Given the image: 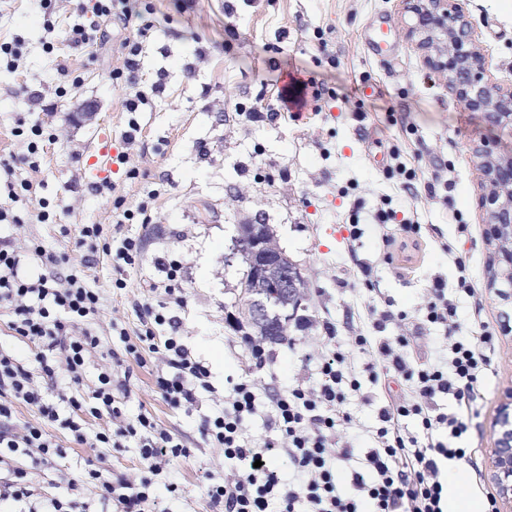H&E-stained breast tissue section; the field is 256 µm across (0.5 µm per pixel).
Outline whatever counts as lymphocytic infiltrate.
<instances>
[{
	"mask_svg": "<svg viewBox=\"0 0 512 512\" xmlns=\"http://www.w3.org/2000/svg\"><path fill=\"white\" fill-rule=\"evenodd\" d=\"M58 6L59 0H37L45 30L86 49L101 40L105 26L132 17L128 0H70L71 11H92L94 19L60 25ZM153 28L149 20L139 24L135 37L122 45L120 65L109 73L130 112L163 91L162 81L146 86L139 76L143 44ZM5 189L1 225L30 218L55 223L49 201L32 203L30 182L9 181ZM80 246L83 256L74 264L41 241L21 245L13 235L0 236V317L14 338L37 348L33 372L17 353L0 349V512H88L83 497L91 487L116 512H157L163 499L179 492L175 484H157V475L189 450L150 415L129 413L133 368L144 365L145 353L156 354L155 386L175 409L193 408L201 394L216 391L208 363L182 337L166 332L175 323L174 308L184 302L181 261L167 260L161 277L151 281L152 297L139 306L142 327L132 335L115 323L101 328V290L87 268L97 255L109 256L119 274L112 285L125 288L120 274L141 262L142 239L85 224ZM33 256L42 260L36 275L28 266ZM408 318L404 311L374 307L367 325L346 338L337 336L332 322L315 320L322 350L314 380L267 391L248 375L233 383L222 407L199 427L208 447L236 463L223 481L203 488L212 512H446L449 463L478 465L470 443L473 405L494 372L500 338L485 321L480 332L464 331L458 306L440 279L416 318L445 329L447 355H437L416 331L386 335L388 324ZM357 354L367 359L360 372L351 363ZM374 386L383 402L371 446L358 459L346 437L352 425L346 405L353 397L370 400ZM21 405L34 408L36 419L20 420ZM264 405L270 408L269 436L246 437L247 422ZM91 417L108 418V427L88 431ZM60 430L97 455L134 444L142 474L87 468L63 475L64 495L44 493L46 471L68 453L58 442ZM282 457L292 465V478L279 472Z\"/></svg>",
	"mask_w": 512,
	"mask_h": 512,
	"instance_id": "lymphocytic-infiltrate-1",
	"label": "lymphocytic infiltrate"
}]
</instances>
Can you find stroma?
<instances>
[{
  "label": "stroma",
  "instance_id": "stroma-1",
  "mask_svg": "<svg viewBox=\"0 0 512 512\" xmlns=\"http://www.w3.org/2000/svg\"><path fill=\"white\" fill-rule=\"evenodd\" d=\"M154 36L141 56L144 83L163 78L164 91L140 112L129 114L124 95L109 73L121 60V44L134 26L108 27L103 42L84 50L56 44L35 13L33 0H0V39H23L24 68L0 70V162L13 164L15 178L32 182L37 197L59 207L52 224L34 221L14 227L18 240L37 238L60 256L78 258L80 228L112 223V196L93 191L86 172L99 135L110 132L113 152L127 161L113 164L108 177L128 205L146 191L161 197L151 224H126L125 235L143 238L139 267L117 274L107 257L90 274L103 294V322L114 321L136 333L135 303L144 300L147 280L157 277L165 257L183 262L185 304L177 309L179 334L206 359L214 384L228 390L231 380L251 373L260 388L284 387L312 376L308 357L321 344L310 326H291L277 344L278 361L250 369L238 333L228 318L238 315L244 266L237 252V226L262 220L309 283L302 316L335 323L345 337L367 320L369 305L389 300L395 309L424 305L435 279L457 286L453 257L468 256L469 275L479 288L483 319L512 317L488 290V249L481 236L479 174L469 152L472 142L489 137L478 113L466 109L445 79L429 69L407 38L411 22L399 0H152ZM467 9L495 77L512 80V7L503 0H468ZM386 22L388 49L373 56L362 46L370 26ZM327 50H320V43ZM204 49L198 58L196 49ZM81 78L65 97L52 93L62 82L60 65ZM336 89L339 100L315 108L312 83ZM44 92L35 102L33 92ZM258 119H248L253 108ZM364 112L357 120L355 112ZM40 118L58 139L46 145L38 172L19 163L23 145L13 136L17 119ZM141 133L124 146L129 118ZM398 144L408 165L433 173L448 168V187L428 197L422 185L408 189L386 180L389 147ZM138 181L125 178L127 168ZM422 225L426 244L408 263L387 264L372 228L383 197ZM364 233L349 237V225ZM373 267V283L354 276L356 263ZM123 276L125 288L113 287ZM496 372L483 385L471 431L480 448V468L502 392L512 387V338L504 337ZM130 408L145 412L163 428L187 435L191 456L168 472L180 487L169 499L170 512H209L202 484L224 478L234 464L204 447L198 424L216 408L203 394L189 412L171 408L158 392L150 367L134 370Z\"/></svg>",
  "mask_w": 512,
  "mask_h": 512
}]
</instances>
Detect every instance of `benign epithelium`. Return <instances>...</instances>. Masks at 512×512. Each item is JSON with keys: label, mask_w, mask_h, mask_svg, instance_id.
Here are the masks:
<instances>
[{"label": "benign epithelium", "mask_w": 512, "mask_h": 512, "mask_svg": "<svg viewBox=\"0 0 512 512\" xmlns=\"http://www.w3.org/2000/svg\"><path fill=\"white\" fill-rule=\"evenodd\" d=\"M411 14L407 36L424 54L426 65L448 79V89L490 129L512 134V82L494 77L462 0H401ZM471 153L480 175V208L484 237L492 250L494 277L512 274V151L493 139L473 144ZM238 244L252 253L249 279L240 297L245 312L265 325L268 335H277V325L296 319L302 303L290 305L307 282L301 269L288 261L270 226L248 220L238 225ZM254 288L283 302L278 324L270 322L269 304L252 294ZM491 477L499 491L498 512H512V391L504 394L493 448L489 449Z\"/></svg>", "instance_id": "1"}]
</instances>
